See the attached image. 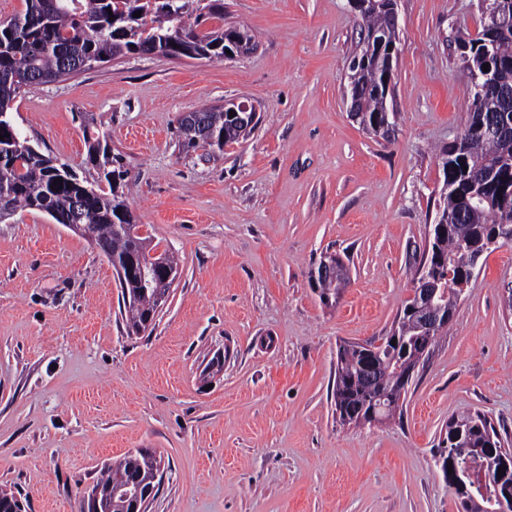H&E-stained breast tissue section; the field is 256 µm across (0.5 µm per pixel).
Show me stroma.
Here are the masks:
<instances>
[{
  "label": "stroma",
  "instance_id": "obj_1",
  "mask_svg": "<svg viewBox=\"0 0 512 512\" xmlns=\"http://www.w3.org/2000/svg\"><path fill=\"white\" fill-rule=\"evenodd\" d=\"M389 109L366 132L344 89L360 48L349 0H224L254 47L224 60L130 54L19 95L32 145L87 183L85 127L128 172L142 235L178 265L147 331L129 332L108 258L35 210L0 221V491L78 512L105 466L146 448L166 477L150 512H458L436 463L448 420L480 412L512 444V244L484 255L400 419L335 411L343 342L389 336L411 299L444 187L439 148L472 100L460 38L478 0H398ZM256 105L218 161L184 154L176 118ZM327 254L348 279L323 304Z\"/></svg>",
  "mask_w": 512,
  "mask_h": 512
}]
</instances>
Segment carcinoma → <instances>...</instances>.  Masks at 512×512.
<instances>
[{
	"instance_id": "obj_1",
	"label": "carcinoma",
	"mask_w": 512,
	"mask_h": 512,
	"mask_svg": "<svg viewBox=\"0 0 512 512\" xmlns=\"http://www.w3.org/2000/svg\"><path fill=\"white\" fill-rule=\"evenodd\" d=\"M508 20L501 25L482 27L469 39L471 50L463 62L471 76L483 74L485 63L493 64L503 77L499 90L487 92L481 101H471L466 127L478 119L504 108L512 110V0ZM185 0H26V9L7 21H0V124L13 125L12 102L23 91L55 82L61 78L112 60L125 52H159L168 58H224L231 47L234 32L212 29L197 32L204 16L224 19V0H208L206 13L193 15L183 10ZM141 12L136 18L134 13ZM367 32L381 31L383 43H367L353 57L351 66L357 75L355 88L371 125L383 124L387 114L388 80L393 73L392 47L398 35L388 13L371 12L361 16ZM177 132L182 150L199 148L212 156L224 153V146L245 138L237 117H229L222 107L203 108L178 115ZM88 162L98 169L99 187H87L69 166L57 165L39 152L17 128L0 140V220L10 218L19 209L48 214L58 224H90L98 232L102 252L110 262L140 264L141 257L155 250L151 237L136 233L138 224L125 194L127 171L121 158L112 154L107 137L84 132ZM512 150V136L487 138L480 133L468 140L450 143L439 149L444 172L443 205L436 223L448 225L437 239L439 256L455 271L467 265L470 246L503 225L512 226V203L503 205L500 185L483 191L482 199L460 215L470 189L463 166L492 170L505 150ZM63 185H56L57 178ZM106 186H100V183ZM322 302L338 297L341 283L312 281ZM122 292L136 297L137 305L125 309L129 330L139 332L146 315L155 307V299L167 293L170 283L158 277L144 283L133 275L121 282ZM441 292L433 306L452 314L458 301V289L438 284ZM407 302L397 321L396 344L386 342L374 355L377 370L385 379L383 393L363 382L365 355L363 347L344 343L337 351L334 398L336 413L343 424L382 422L392 419L408 383L402 375L411 363L420 339L418 326L409 314ZM469 448L468 458L445 479L448 493L458 503L459 512H496L497 495L504 489L488 484L485 491L472 486L467 470H482L494 477L503 460L491 451L503 446L495 427L485 415L464 413L448 421L444 438ZM160 459L139 453L127 454L107 467L99 484L119 489L128 470L148 473Z\"/></svg>"
}]
</instances>
